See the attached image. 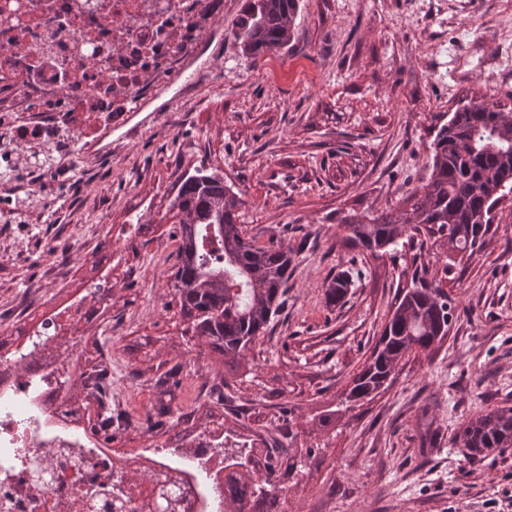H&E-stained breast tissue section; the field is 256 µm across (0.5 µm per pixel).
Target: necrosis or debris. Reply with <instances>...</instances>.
<instances>
[{
	"label": "necrosis or debris",
	"instance_id": "necrosis-or-debris-1",
	"mask_svg": "<svg viewBox=\"0 0 512 512\" xmlns=\"http://www.w3.org/2000/svg\"><path fill=\"white\" fill-rule=\"evenodd\" d=\"M224 0H0V130L45 154L62 138L90 161L132 105L174 82ZM42 371L0 365V512H91L118 471L99 434L48 419ZM199 433L204 479L177 482L183 512H218L223 459Z\"/></svg>",
	"mask_w": 512,
	"mask_h": 512
}]
</instances>
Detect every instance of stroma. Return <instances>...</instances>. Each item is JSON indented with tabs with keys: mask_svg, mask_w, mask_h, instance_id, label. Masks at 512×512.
Returning <instances> with one entry per match:
<instances>
[{
	"mask_svg": "<svg viewBox=\"0 0 512 512\" xmlns=\"http://www.w3.org/2000/svg\"><path fill=\"white\" fill-rule=\"evenodd\" d=\"M243 4L224 0L182 76L113 130L106 165L76 161L66 185L47 164L32 210L0 209V312L29 308L0 324V357L28 352L16 327L40 329L106 278L111 316L77 344L47 346L87 420L99 408L80 374L99 347L111 352V448L128 476L150 458L184 464L202 430L231 447L288 429L283 512H497L512 448L475 461L455 436L512 406V198L453 263L443 239L410 229L380 257L342 240L346 219L406 207L428 182L431 144L459 103L512 101V0H301L292 41L255 59L231 33ZM198 169L241 197L248 236L294 258L278 315L235 367L195 335L172 287L169 204ZM340 273L351 286L332 305L325 286ZM417 278L448 294L445 339L403 360L373 399L346 403ZM170 370L162 416L156 381Z\"/></svg>",
	"mask_w": 512,
	"mask_h": 512,
	"instance_id": "1",
	"label": "stroma"
}]
</instances>
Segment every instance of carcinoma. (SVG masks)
Masks as SVG:
<instances>
[{
    "label": "carcinoma",
    "mask_w": 512,
    "mask_h": 512,
    "mask_svg": "<svg viewBox=\"0 0 512 512\" xmlns=\"http://www.w3.org/2000/svg\"><path fill=\"white\" fill-rule=\"evenodd\" d=\"M300 0H246L233 35L243 55L258 57L285 48L293 36ZM512 194V107L499 101L469 102L441 127L433 146L432 171L411 211H388L346 224V247L372 256L395 242L406 224L448 239L458 254L474 251L490 212ZM242 200L213 175L183 181L172 203L179 224L174 288L181 312L196 321L207 346L230 360L246 355L265 335L288 288L292 258L283 246L258 245L238 223ZM350 286L339 275L326 289L329 303ZM448 293L428 285L406 292L385 324L347 400L377 392L409 354L426 351L447 335ZM106 369L92 367L94 384L83 380L100 412H111ZM456 440L473 460L512 448V407L491 410L462 426ZM283 454L266 457L259 473L253 451L224 454V512H279L271 492Z\"/></svg>",
    "instance_id": "carcinoma-1"
}]
</instances>
